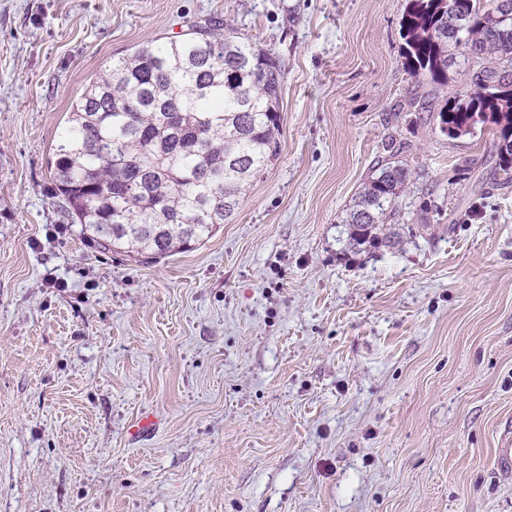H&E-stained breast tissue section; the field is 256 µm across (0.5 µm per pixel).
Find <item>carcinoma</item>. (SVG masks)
Returning a JSON list of instances; mask_svg holds the SVG:
<instances>
[{"mask_svg":"<svg viewBox=\"0 0 512 512\" xmlns=\"http://www.w3.org/2000/svg\"><path fill=\"white\" fill-rule=\"evenodd\" d=\"M403 66L448 81V45L479 67L473 88L418 111L441 134L492 126L497 174L512 176V0H407ZM284 70L218 17L112 60L72 103L53 162L66 211L102 250L157 261L209 236L280 154ZM409 169L381 160L350 213L356 245L386 246Z\"/></svg>","mask_w":512,"mask_h":512,"instance_id":"cac0c4a2","label":"carcinoma"}]
</instances>
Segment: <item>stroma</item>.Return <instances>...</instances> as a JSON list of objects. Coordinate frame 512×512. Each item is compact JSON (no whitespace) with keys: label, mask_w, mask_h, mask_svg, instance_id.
I'll return each instance as SVG.
<instances>
[{"label":"stroma","mask_w":512,"mask_h":512,"mask_svg":"<svg viewBox=\"0 0 512 512\" xmlns=\"http://www.w3.org/2000/svg\"><path fill=\"white\" fill-rule=\"evenodd\" d=\"M405 5L0 0V512H512V182L409 106ZM213 16L281 61L280 155L201 244L103 251L54 191L70 105ZM449 54L438 106L477 75ZM391 137L413 178L358 246Z\"/></svg>","instance_id":"1"}]
</instances>
